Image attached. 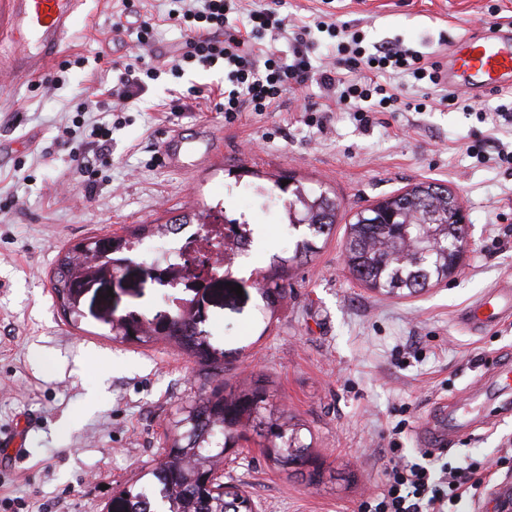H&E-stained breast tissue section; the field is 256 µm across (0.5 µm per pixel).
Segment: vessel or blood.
Segmentation results:
<instances>
[{
	"instance_id": "b4317fda",
	"label": "vessel or blood",
	"mask_w": 512,
	"mask_h": 512,
	"mask_svg": "<svg viewBox=\"0 0 512 512\" xmlns=\"http://www.w3.org/2000/svg\"><path fill=\"white\" fill-rule=\"evenodd\" d=\"M82 0H5L0 5V27L17 42L33 37L34 45L21 52L0 50V73L36 77L59 54L74 28ZM448 83L485 96L512 90V28L502 26L489 33L461 35L448 60ZM215 153L209 142L183 140L168 131L161 159L168 165L199 168ZM512 315V288L496 289L468 307L462 315L467 326L480 329Z\"/></svg>"
}]
</instances>
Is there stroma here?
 <instances>
[{
  "instance_id": "obj_1",
  "label": "stroma",
  "mask_w": 512,
  "mask_h": 512,
  "mask_svg": "<svg viewBox=\"0 0 512 512\" xmlns=\"http://www.w3.org/2000/svg\"><path fill=\"white\" fill-rule=\"evenodd\" d=\"M135 4L159 19L145 59L170 61L180 36L162 21L170 0ZM495 4L497 23L512 24V0H332L329 10L361 33L366 51L399 42L444 55L492 19ZM119 7L86 0L64 44L73 65L62 83L0 78V200L16 201L0 212V434L23 433L21 448L0 458V512H108L114 492L161 459L170 421L201 389L246 388L258 378L336 478L333 487H310L274 468L251 436L222 480L246 490L259 512H361L389 477L390 448L420 461L423 424L451 402L467 426L449 434L438 461L490 464L469 504L488 512L491 494L512 488V388L501 379L512 369V317L474 331L461 315L512 283V170L466 147L490 136L512 144V127L494 125L512 93L484 97L470 114L436 102L422 112H377L364 126L352 112L322 111L323 90L312 83L230 123L206 100L168 109L173 92L191 84L224 85L222 67L168 70L125 109L90 192L55 139L79 99L116 79L108 60L129 50L111 39ZM202 123L215 162L197 171L163 166L165 133L191 134ZM290 176L329 188L339 209L333 233L312 260L288 270L284 297L270 310L258 282L298 238L274 187ZM422 181L448 186L466 212L459 268L412 297L362 285L344 262L356 212ZM219 203L245 211L265 233L226 275V288L200 302V327L224 349L223 370L164 340L113 342L107 310L168 307L170 288L150 277L152 246L134 255L123 287L83 297L79 325L63 316L49 284L60 249Z\"/></svg>"
}]
</instances>
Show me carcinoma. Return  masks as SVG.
Segmentation results:
<instances>
[{
  "instance_id": "cac0c4a2",
  "label": "carcinoma",
  "mask_w": 512,
  "mask_h": 512,
  "mask_svg": "<svg viewBox=\"0 0 512 512\" xmlns=\"http://www.w3.org/2000/svg\"><path fill=\"white\" fill-rule=\"evenodd\" d=\"M290 195L288 224L305 227L288 257L273 258L261 289L268 308L280 301L286 269L307 262L320 249L318 240L331 235L336 224L338 203L330 190L307 191L302 184H277ZM356 213L345 243L346 266L353 278L367 287L395 294L419 293L448 278V258L458 247L467 246L468 225L448 223V187L436 182H419L411 189L390 196ZM130 236L92 237L58 254L50 279L52 291L62 306L77 312L74 289L95 278L110 261L107 256L122 253ZM163 337L183 353L209 365L224 359V351L214 347L208 334L199 328L191 313L176 310L173 319L155 323L120 317L112 320V339L146 345ZM218 432L224 447H235L242 435L251 431L264 439V454L275 467L286 472L297 460L312 459L311 444L301 436V425L286 410L268 408L267 390L262 384L224 393L205 391L184 408L174 421L172 445L141 484H130L112 497L110 512H229L242 491L234 486L208 485L203 475L224 463L213 448L212 433ZM238 505V504H236ZM240 512H247L239 504Z\"/></svg>"
}]
</instances>
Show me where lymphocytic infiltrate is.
Listing matches in <instances>:
<instances>
[{
    "mask_svg": "<svg viewBox=\"0 0 512 512\" xmlns=\"http://www.w3.org/2000/svg\"><path fill=\"white\" fill-rule=\"evenodd\" d=\"M179 8L169 10L167 19L183 33L173 68L198 64L205 68L223 65L229 88L214 93L203 84L189 86L172 100L169 109L180 112L189 104L208 100L227 121L237 119L240 112H266L284 93L302 89L316 82L326 93L329 103L349 107L361 124H369L371 112L395 107L414 108L413 99L403 95L391 82L392 76L406 73L415 80L441 86L443 65L433 55L424 54L401 44L378 47L366 53L359 32L348 24L331 21L321 12L313 26L290 30L278 9L283 0H269L268 7L248 14V30H241L228 20L230 0H179ZM154 23L140 17L133 27L132 51L111 60L117 81L106 90L105 100H84L77 104L78 113L103 110L106 100L129 102L137 99L147 81L158 79L159 65L146 62L137 48L153 45ZM328 33L336 49L332 65L313 66L310 54L312 31ZM288 38L291 57H282L266 45L267 40ZM476 471L451 470L427 463L393 467L382 492L364 505L365 512H459L464 498L480 487Z\"/></svg>",
    "mask_w": 512,
    "mask_h": 512,
    "instance_id": "lymphocytic-infiltrate-1",
    "label": "lymphocytic infiltrate"
}]
</instances>
